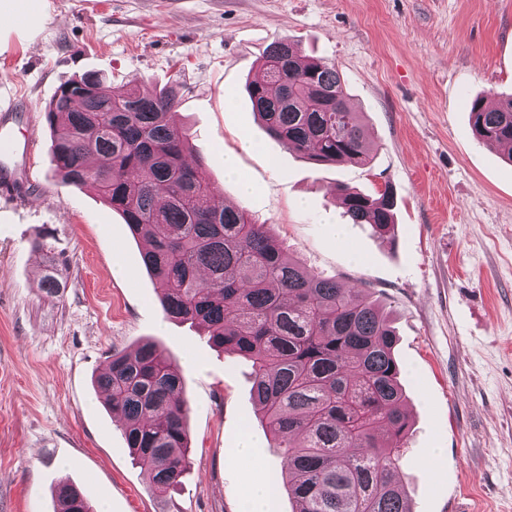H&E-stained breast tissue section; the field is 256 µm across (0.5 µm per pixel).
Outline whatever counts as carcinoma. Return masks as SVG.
<instances>
[{
	"label": "carcinoma",
	"instance_id": "obj_1",
	"mask_svg": "<svg viewBox=\"0 0 512 512\" xmlns=\"http://www.w3.org/2000/svg\"><path fill=\"white\" fill-rule=\"evenodd\" d=\"M267 131L316 164L367 161L362 113L347 102L335 65L280 39L248 83ZM176 92L120 90L95 72L61 85L45 117L62 180L94 190L133 235L148 240L146 271L166 285V317L203 328L216 348L251 362L261 422L284 449L268 479L296 512H411L395 477L408 434L396 334L359 290L305 269L243 208L211 204L202 164L186 161L189 135L173 121ZM476 137L512 162V96L493 109L475 98ZM354 224L394 234L391 187L371 196L336 187ZM135 463L158 489L190 467L185 381L157 343L112 351L94 380ZM56 512H95L86 492L62 483Z\"/></svg>",
	"mask_w": 512,
	"mask_h": 512
}]
</instances>
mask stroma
<instances>
[{
	"label": "stroma",
	"mask_w": 512,
	"mask_h": 512,
	"mask_svg": "<svg viewBox=\"0 0 512 512\" xmlns=\"http://www.w3.org/2000/svg\"><path fill=\"white\" fill-rule=\"evenodd\" d=\"M279 38L336 65L368 164H313L259 123L247 84ZM86 71L145 93L175 83L188 156L224 199L389 312L410 417L397 475L413 512H512V163L476 138L467 109L512 95V0H42L35 23L0 20V95L21 100L13 131L36 143L33 159L0 162L30 199L0 203V512H54L62 482L109 512H244L254 478L281 468L250 364L166 319L143 240L54 171L45 108ZM228 154L249 198L224 176ZM340 185L392 187L395 240L350 223ZM50 266L55 295L41 286ZM145 339L195 357L191 467L168 490L149 485L93 384L112 351Z\"/></svg>",
	"instance_id": "1"
}]
</instances>
